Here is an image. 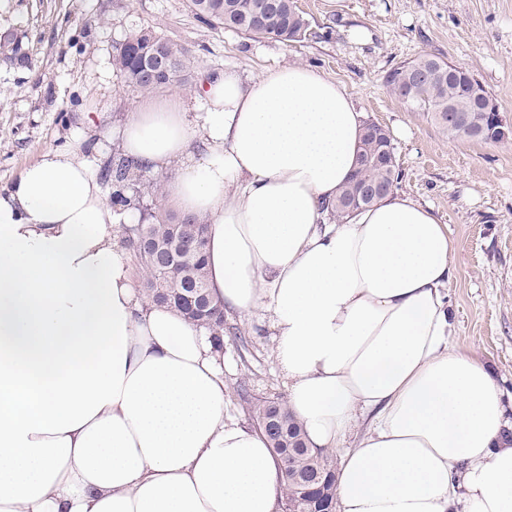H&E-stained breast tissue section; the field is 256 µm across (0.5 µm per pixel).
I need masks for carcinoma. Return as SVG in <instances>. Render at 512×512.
Here are the masks:
<instances>
[{"label":"carcinoma","instance_id":"carcinoma-1","mask_svg":"<svg viewBox=\"0 0 512 512\" xmlns=\"http://www.w3.org/2000/svg\"><path fill=\"white\" fill-rule=\"evenodd\" d=\"M189 8L198 18L214 27L233 29L251 39L276 38L285 42L299 41L310 28V20L300 10L296 0H189ZM155 36L144 31L130 36L115 48L113 62L128 87L139 92H151L175 81L183 70L184 51L181 47L162 37L165 55L175 67L168 73L159 72L153 77L139 74L140 37ZM386 85L402 103L431 115L441 129L452 137H464L477 141H494L483 134L488 125L489 92L470 73L458 66L448 68L444 59L424 52L417 57L404 60L387 72ZM460 113L462 122L448 125V109ZM391 146L387 131L378 137L362 136L358 168L347 181L342 193L336 199L330 216L338 220L352 213L349 199L361 183L385 184L394 188L401 177L397 162L374 163L372 159ZM143 170L134 160L118 155L104 166L103 176L112 183V204L116 213L140 207V200L127 193L130 183L142 177ZM189 232L201 235V244L187 254L179 267H172L167 253L161 246L169 238L168 224L156 218L153 224L122 225V244L138 268L142 287L149 300L171 306L188 318L202 322L219 337L228 330L225 313L211 299L209 288L197 290V285L207 284L205 276L204 247L207 225L198 219L185 217ZM197 292L200 303L189 311L181 303L180 294ZM259 430L263 431L272 447L280 452L286 461L282 473L283 501L290 504L298 501L296 485L290 476L298 473L319 472L329 474V482L323 488L324 498L336 501V467L333 453L313 451L308 448L302 426L288 410L286 403L268 399L256 403L252 409ZM272 415L278 416L280 425L272 430L264 429V421Z\"/></svg>","mask_w":512,"mask_h":512}]
</instances>
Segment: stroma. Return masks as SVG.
<instances>
[{"label":"stroma","mask_w":512,"mask_h":512,"mask_svg":"<svg viewBox=\"0 0 512 512\" xmlns=\"http://www.w3.org/2000/svg\"><path fill=\"white\" fill-rule=\"evenodd\" d=\"M301 42L254 41L199 20L188 0H0V189L43 152L75 144L104 164L112 130L147 101L192 97L203 73L255 76L300 64L323 70L389 132L397 185L431 206L453 242L451 346L487 365L512 419V138H454L385 84L396 63L430 52L469 71L512 122V0H298ZM142 28L182 46L183 72L149 93L127 87L116 46ZM224 340L227 407L252 424V401L287 398L269 330L231 315Z\"/></svg>","instance_id":"stroma-1"}]
</instances>
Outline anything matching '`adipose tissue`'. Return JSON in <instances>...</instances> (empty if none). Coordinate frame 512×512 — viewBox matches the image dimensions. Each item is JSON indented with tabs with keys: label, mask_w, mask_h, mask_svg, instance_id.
<instances>
[{
	"label": "adipose tissue",
	"mask_w": 512,
	"mask_h": 512,
	"mask_svg": "<svg viewBox=\"0 0 512 512\" xmlns=\"http://www.w3.org/2000/svg\"><path fill=\"white\" fill-rule=\"evenodd\" d=\"M363 114L305 65L202 79L117 136L168 202L209 226L225 310L274 337L288 406L339 449V512H512V422L451 348L452 242L392 191L325 220ZM99 173L50 149L0 192V512H276L280 462L227 412L224 346L149 302ZM353 447H346V440Z\"/></svg>",
	"instance_id": "adipose-tissue-1"
}]
</instances>
